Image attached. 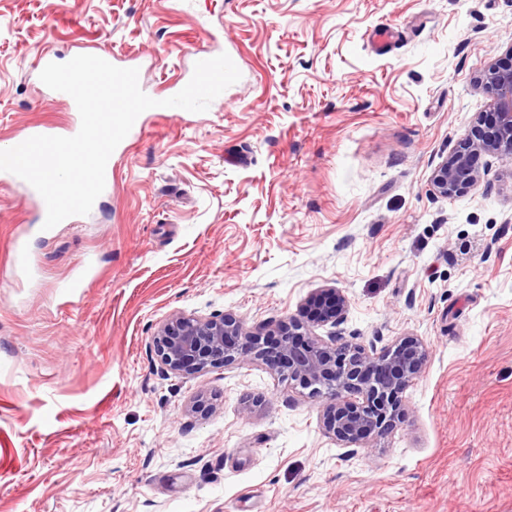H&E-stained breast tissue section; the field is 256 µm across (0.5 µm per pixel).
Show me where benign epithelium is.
Listing matches in <instances>:
<instances>
[{
  "label": "benign epithelium",
  "instance_id": "obj_1",
  "mask_svg": "<svg viewBox=\"0 0 512 512\" xmlns=\"http://www.w3.org/2000/svg\"><path fill=\"white\" fill-rule=\"evenodd\" d=\"M480 86L493 97L491 111L475 121L432 175L434 190L447 198L461 196L479 182L483 156L512 162V50L483 72ZM307 306V320L290 318L255 332L230 313L203 318L176 312L154 337L161 372L195 374L218 365L260 361L290 386L336 400L327 407L322 425L354 456L364 441L396 424L403 393L421 373L427 351L414 336L378 356L360 346L338 347L336 336L325 340L311 328L340 326L345 294L324 288L311 294Z\"/></svg>",
  "mask_w": 512,
  "mask_h": 512
}]
</instances>
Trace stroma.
I'll return each mask as SVG.
<instances>
[{"instance_id":"35a3bbf8","label":"stroma","mask_w":512,"mask_h":512,"mask_svg":"<svg viewBox=\"0 0 512 512\" xmlns=\"http://www.w3.org/2000/svg\"><path fill=\"white\" fill-rule=\"evenodd\" d=\"M210 47L240 61L225 107L144 113L89 214L42 233L0 182V512H512V162L482 157L453 200L431 185L491 107L476 80L512 49V0H0V149L78 119L43 52L110 54L164 97ZM329 287L346 318L316 335L427 351L357 455L328 397L262 362L161 375L172 313L252 330Z\"/></svg>"}]
</instances>
